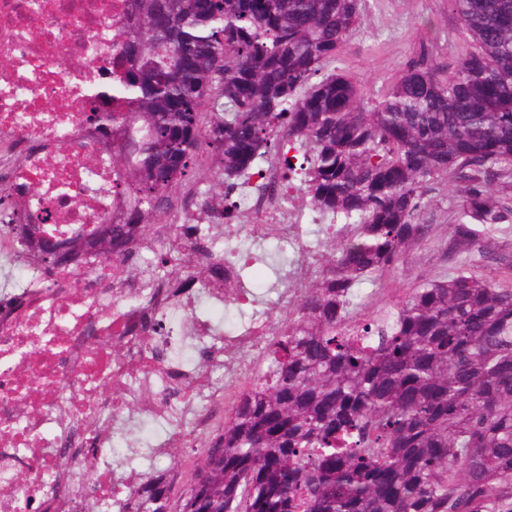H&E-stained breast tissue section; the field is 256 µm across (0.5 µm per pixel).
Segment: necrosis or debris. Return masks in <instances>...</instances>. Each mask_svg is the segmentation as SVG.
<instances>
[{
    "label": "necrosis or debris",
    "mask_w": 512,
    "mask_h": 512,
    "mask_svg": "<svg viewBox=\"0 0 512 512\" xmlns=\"http://www.w3.org/2000/svg\"><path fill=\"white\" fill-rule=\"evenodd\" d=\"M132 19V0H0V288L10 297L0 304V512H21L24 499L33 512H81L90 497L121 512L144 476L112 464L114 437L129 422L162 424L147 457L175 450L191 461L263 372L290 301L319 267L304 232L319 218L288 197L280 155L214 215L234 237L247 211L293 254L277 300L233 330L212 314L245 299V281L239 260L216 249L185 247L224 267L223 288L206 289L201 302L180 290L191 272L185 263L152 274L147 288L94 256L49 269L25 264L15 227L32 215H55L61 242L72 228L92 231L127 210L112 141L84 115L86 89L104 66L122 74L117 47ZM67 55L83 66L64 67ZM174 310L188 339L180 365L163 354L168 336L153 330ZM89 448L100 459L92 471L83 463Z\"/></svg>",
    "instance_id": "1"
}]
</instances>
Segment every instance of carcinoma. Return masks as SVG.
<instances>
[{
    "label": "carcinoma",
    "instance_id": "carcinoma-1",
    "mask_svg": "<svg viewBox=\"0 0 512 512\" xmlns=\"http://www.w3.org/2000/svg\"><path fill=\"white\" fill-rule=\"evenodd\" d=\"M472 49L447 77L415 65L379 99L335 66L360 0H134L115 83L91 86L87 120L112 137L128 216L110 224L121 264L151 216L198 168L220 184L297 145L302 197L338 224L270 364L210 438L172 499L145 476L125 512H512V287L460 266L394 306L355 311V286L397 273L425 242L428 184L464 201L450 248L512 222V0H449ZM171 249L224 225L169 224ZM16 230L34 263L62 261ZM221 270L197 260L183 290Z\"/></svg>",
    "mask_w": 512,
    "mask_h": 512
}]
</instances>
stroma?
Here are the masks:
<instances>
[{"label": "stroma", "mask_w": 512, "mask_h": 512, "mask_svg": "<svg viewBox=\"0 0 512 512\" xmlns=\"http://www.w3.org/2000/svg\"><path fill=\"white\" fill-rule=\"evenodd\" d=\"M468 49L448 0H361L359 20L340 49L338 65L359 78L363 95L373 100L413 61L425 56L451 69ZM426 199L432 224L428 240L407 253L399 275L358 285L361 312L395 304L422 281L444 278L464 262L501 281L499 261L512 257V224L452 253L448 228L463 201L461 185L445 175L429 185Z\"/></svg>", "instance_id": "1"}]
</instances>
